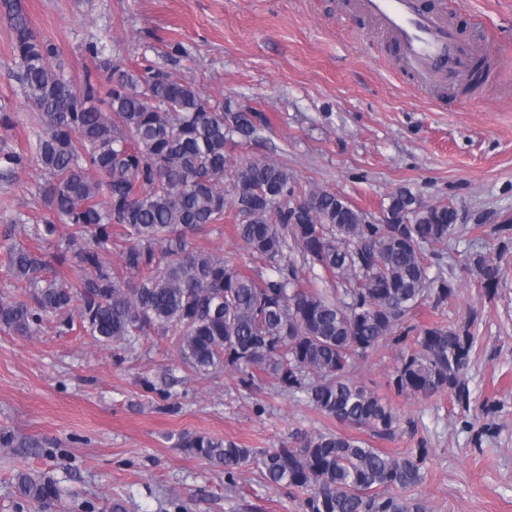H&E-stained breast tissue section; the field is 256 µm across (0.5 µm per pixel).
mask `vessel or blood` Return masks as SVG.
<instances>
[{"label":"vessel or blood","mask_w":512,"mask_h":512,"mask_svg":"<svg viewBox=\"0 0 512 512\" xmlns=\"http://www.w3.org/2000/svg\"><path fill=\"white\" fill-rule=\"evenodd\" d=\"M358 5L391 38L419 91L468 70L475 47L459 39L443 11L422 10L419 0H359Z\"/></svg>","instance_id":"obj_1"}]
</instances>
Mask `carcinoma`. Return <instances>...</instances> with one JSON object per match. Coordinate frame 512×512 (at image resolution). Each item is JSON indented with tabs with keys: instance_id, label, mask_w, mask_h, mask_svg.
Masks as SVG:
<instances>
[{
	"instance_id": "carcinoma-1",
	"label": "carcinoma",
	"mask_w": 512,
	"mask_h": 512,
	"mask_svg": "<svg viewBox=\"0 0 512 512\" xmlns=\"http://www.w3.org/2000/svg\"><path fill=\"white\" fill-rule=\"evenodd\" d=\"M3 5L18 79L42 132L30 153H1L0 173L10 176L32 160L40 167L48 213L35 220L21 213L16 223L39 244L56 238L57 225H70L54 259L77 277L45 275L51 263L40 248L5 235L6 274L24 284L27 298L0 296V329L26 335L53 318L59 334L77 330L126 352L146 336H172L182 364L197 374L229 368L246 390L266 376L340 423L393 433L400 416L352 370L383 347L406 345V313L453 294L450 281L429 276L426 250L448 242L457 212L401 187L376 224L333 191L298 190L276 162L234 163L227 146L257 138L267 124L262 113L212 103L166 72L133 70L98 43L87 51L106 73V97L89 81L78 88L20 0ZM490 75L486 59L476 57L470 81L481 85ZM228 211L244 249L270 275L256 279L233 258L192 246L188 236L224 223ZM116 234L117 271L107 260ZM463 266L489 295L504 276L481 252L466 254ZM316 267L340 288L305 286V270ZM474 342L469 322L422 329L402 354L395 390L446 393L469 411ZM178 444L224 467L230 485L256 469L271 485L303 490L302 512H420L394 491L420 483L424 448L397 456L335 432L264 450L189 433ZM16 491L40 512L63 493L54 480L26 472L16 475Z\"/></svg>"
}]
</instances>
